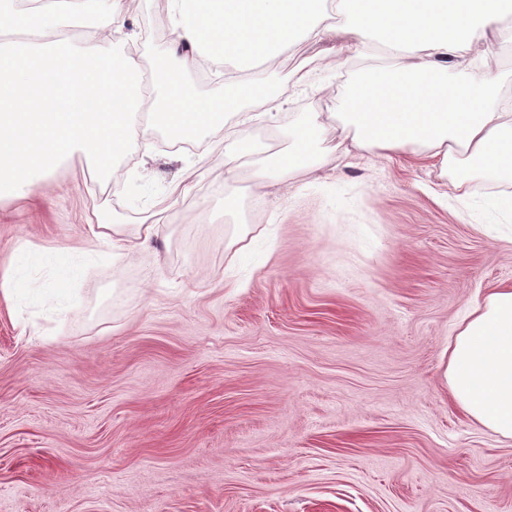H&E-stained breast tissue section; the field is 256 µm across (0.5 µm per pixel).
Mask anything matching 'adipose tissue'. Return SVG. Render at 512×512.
Wrapping results in <instances>:
<instances>
[{
  "label": "adipose tissue",
  "mask_w": 512,
  "mask_h": 512,
  "mask_svg": "<svg viewBox=\"0 0 512 512\" xmlns=\"http://www.w3.org/2000/svg\"><path fill=\"white\" fill-rule=\"evenodd\" d=\"M179 68L161 67V91L145 98L140 68L98 35L58 38L63 18H98L125 32L131 16L121 0H37L21 10L0 0V201L25 198L75 153L99 176L117 159L163 133L175 142L223 129L228 114L253 99L261 68L292 46L351 38L361 59L383 57L390 77L367 69L347 87L341 138L355 151L386 155L412 148L433 161L458 194L481 176L512 183V103L496 77H475L512 56V0H160ZM216 69L230 92L203 98L179 74ZM326 127L320 114L293 129L287 152L269 156L257 187L322 166L312 146ZM158 224L127 236L108 217L87 220L91 244L111 243L117 256L137 255ZM448 392L474 425L512 438V288L475 301L448 343Z\"/></svg>",
  "instance_id": "1"
}]
</instances>
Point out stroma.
Returning <instances> with one entry per match:
<instances>
[{"mask_svg":"<svg viewBox=\"0 0 512 512\" xmlns=\"http://www.w3.org/2000/svg\"><path fill=\"white\" fill-rule=\"evenodd\" d=\"M348 43L290 48L194 149L154 146L117 183L78 153L0 202V512H512V439L444 378L467 308L512 287V186L456 198L410 150L341 154L333 122L327 165L254 187L289 130L345 111ZM239 133L256 150L228 210ZM96 211L160 233L107 261L84 251ZM46 251L81 268L62 305ZM237 146L236 151L227 152L224 155V204L228 207L233 205V195L231 192L226 194V187L229 188L230 182L237 177L238 170L241 167L240 159L253 153L251 141L245 136H240L237 139Z\"/></svg>","mask_w":512,"mask_h":512,"instance_id":"1","label":"stroma"}]
</instances>
